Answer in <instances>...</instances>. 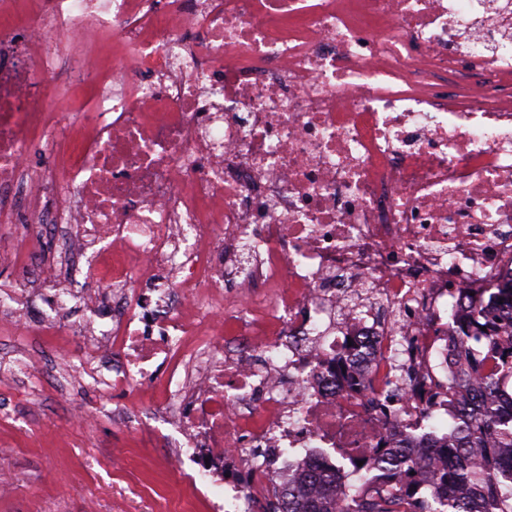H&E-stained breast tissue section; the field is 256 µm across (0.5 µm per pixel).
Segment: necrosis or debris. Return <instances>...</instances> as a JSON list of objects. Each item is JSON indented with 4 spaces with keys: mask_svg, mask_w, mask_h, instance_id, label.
<instances>
[{
    "mask_svg": "<svg viewBox=\"0 0 512 512\" xmlns=\"http://www.w3.org/2000/svg\"><path fill=\"white\" fill-rule=\"evenodd\" d=\"M7 236L209 512L391 448L442 491L431 427L512 338H459L512 299V0H0ZM31 293L0 281V327Z\"/></svg>",
    "mask_w": 512,
    "mask_h": 512,
    "instance_id": "necrosis-or-debris-1",
    "label": "necrosis or debris"
}]
</instances>
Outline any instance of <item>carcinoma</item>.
I'll return each instance as SVG.
<instances>
[{"label":"carcinoma","mask_w":512,"mask_h":512,"mask_svg":"<svg viewBox=\"0 0 512 512\" xmlns=\"http://www.w3.org/2000/svg\"><path fill=\"white\" fill-rule=\"evenodd\" d=\"M496 320L507 322L512 329V305L496 316L474 311L463 326L464 336H484L483 328ZM491 358L498 360L499 367L485 376L489 389L495 387L499 373L512 375V347L491 348ZM489 429L496 434L494 448L483 444L484 432ZM448 440L457 444V455L448 459V474L452 479L469 482L473 491L468 498L460 499L450 491L444 501L438 502L410 491L411 460L402 452H390L381 458V463L385 470L397 473V480L369 500H358L350 491L336 497V471L315 468L307 478L322 485L324 493L300 500L290 496L282 501V512H512V417H502L494 402L486 399L454 419L448 426Z\"/></svg>","instance_id":"carcinoma-1"}]
</instances>
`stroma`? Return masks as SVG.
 Segmentation results:
<instances>
[{"label":"stroma","instance_id":"35a3bbf8","mask_svg":"<svg viewBox=\"0 0 512 512\" xmlns=\"http://www.w3.org/2000/svg\"><path fill=\"white\" fill-rule=\"evenodd\" d=\"M26 347L41 348L75 376L88 350L69 334L0 332V352ZM124 401L111 392L77 393L39 380L0 389V466L11 472L10 481L0 484V512H85L91 497L99 512H181L186 493L169 471L164 449L143 447L111 416H77L82 406L112 408Z\"/></svg>","mask_w":512,"mask_h":512}]
</instances>
